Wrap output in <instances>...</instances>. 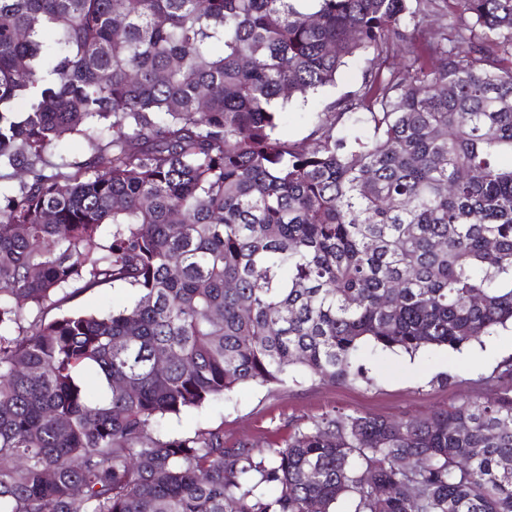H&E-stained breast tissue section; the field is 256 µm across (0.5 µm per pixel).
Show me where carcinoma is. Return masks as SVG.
<instances>
[{
    "label": "carcinoma",
    "instance_id": "1",
    "mask_svg": "<svg viewBox=\"0 0 512 512\" xmlns=\"http://www.w3.org/2000/svg\"><path fill=\"white\" fill-rule=\"evenodd\" d=\"M357 55L361 88L284 135ZM505 154L512 0H0V512H512L507 392L277 448L149 436L512 322ZM116 282L128 306L47 319Z\"/></svg>",
    "mask_w": 512,
    "mask_h": 512
}]
</instances>
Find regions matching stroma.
Segmentation results:
<instances>
[{"label": "stroma", "instance_id": "obj_1", "mask_svg": "<svg viewBox=\"0 0 512 512\" xmlns=\"http://www.w3.org/2000/svg\"><path fill=\"white\" fill-rule=\"evenodd\" d=\"M365 62L355 57L341 67L334 85L307 101L287 104V133L300 141L311 132V110L356 91L363 80ZM135 292L122 283L105 284L78 295L69 308L85 312L109 311L128 305ZM512 357V328H498L462 351L426 348L416 355L400 351L364 350L360 363L364 378L327 384L292 373L280 386L248 384L224 399L192 409L164 421L152 435L183 439L202 429L220 430L224 445L247 441L260 448L280 446L297 429L325 415L341 411L390 420L420 419L467 401L500 396L498 365Z\"/></svg>", "mask_w": 512, "mask_h": 512}]
</instances>
